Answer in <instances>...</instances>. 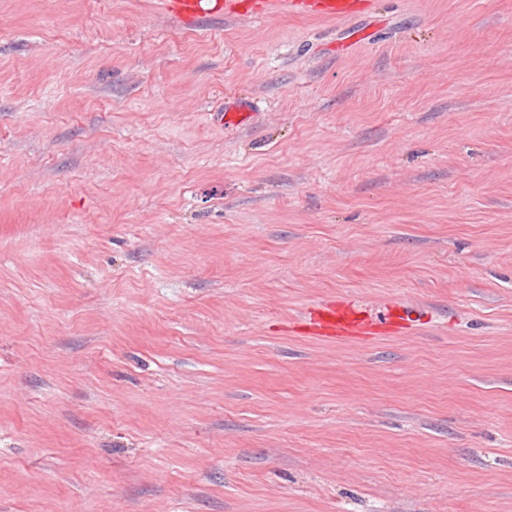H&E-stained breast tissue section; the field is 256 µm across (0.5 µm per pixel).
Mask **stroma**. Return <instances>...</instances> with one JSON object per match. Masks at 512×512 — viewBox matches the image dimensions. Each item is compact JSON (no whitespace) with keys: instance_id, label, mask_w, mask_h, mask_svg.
Wrapping results in <instances>:
<instances>
[{"instance_id":"stroma-1","label":"stroma","mask_w":512,"mask_h":512,"mask_svg":"<svg viewBox=\"0 0 512 512\" xmlns=\"http://www.w3.org/2000/svg\"><path fill=\"white\" fill-rule=\"evenodd\" d=\"M0 512H512V0H0ZM257 12L273 10L288 11L295 14L318 12L320 15L341 19L356 12L365 0H260ZM370 327H376L371 320L355 319L343 313H337L336 308L326 310L319 321L321 334L326 336H356L364 333Z\"/></svg>"}]
</instances>
